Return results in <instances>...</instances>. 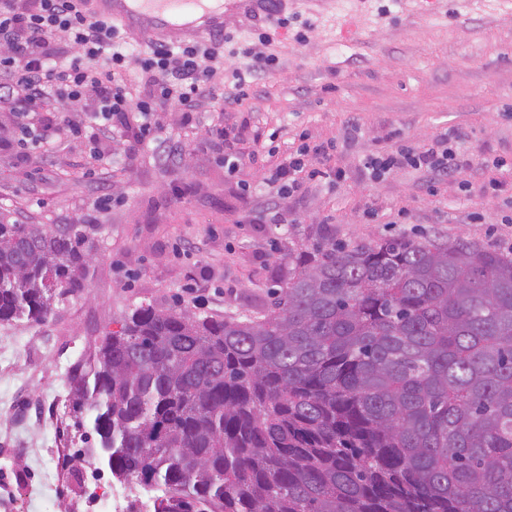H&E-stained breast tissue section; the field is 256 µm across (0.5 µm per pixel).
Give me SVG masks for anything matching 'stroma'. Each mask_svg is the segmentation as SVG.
Segmentation results:
<instances>
[{
	"mask_svg": "<svg viewBox=\"0 0 512 512\" xmlns=\"http://www.w3.org/2000/svg\"><path fill=\"white\" fill-rule=\"evenodd\" d=\"M269 42H262L260 31ZM242 28L224 20V72L246 69L249 45L272 57L246 83L243 105L203 112L239 137L237 148L264 144V160L228 173L223 152L204 128L162 112L175 154L161 160L147 147L119 144L94 173L85 166L89 139L64 138L52 156L0 151V211L22 222L95 224V260L84 290L56 305L47 324L0 323V512H81L97 465L87 436L66 411L61 426L42 423L67 399V375L80 368L102 332L133 305L224 316L266 306L274 282L288 276L297 244H370L383 238L463 237L506 252L512 246V200L484 196L487 160L512 162V17L444 14L428 21L408 0H371L351 36L334 19L298 13L287 27ZM304 41H297V32ZM362 133L349 138L352 123ZM462 134L471 158L469 189L458 180L432 184L406 168L373 181L364 158L399 145H423ZM331 147L344 179L306 184L279 199L287 221L271 223L265 182L303 141ZM113 201L104 209V193ZM204 290L189 294V287ZM99 512H150L141 487L103 473Z\"/></svg>",
	"mask_w": 512,
	"mask_h": 512,
	"instance_id": "stroma-1",
	"label": "stroma"
}]
</instances>
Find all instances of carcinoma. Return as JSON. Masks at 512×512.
<instances>
[{"label":"carcinoma","instance_id":"obj_1","mask_svg":"<svg viewBox=\"0 0 512 512\" xmlns=\"http://www.w3.org/2000/svg\"><path fill=\"white\" fill-rule=\"evenodd\" d=\"M87 224L0 212V323L86 287ZM270 305H141L68 377L87 454L153 512H512V256L300 245Z\"/></svg>","mask_w":512,"mask_h":512}]
</instances>
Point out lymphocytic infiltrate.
I'll return each instance as SVG.
<instances>
[{
    "label": "lymphocytic infiltrate",
    "mask_w": 512,
    "mask_h": 512,
    "mask_svg": "<svg viewBox=\"0 0 512 512\" xmlns=\"http://www.w3.org/2000/svg\"><path fill=\"white\" fill-rule=\"evenodd\" d=\"M223 44L220 37L208 46L150 43L133 84L120 33L108 20L80 12L75 0H0V112L14 115L17 142L27 148L50 152L60 136H87L95 144L90 160L97 164L101 144L123 139L134 128L138 143L152 144L167 159L172 147L154 115L174 107L183 124L199 121L204 100L214 98L224 80L218 61ZM33 112L42 115L36 129L27 122ZM461 141L455 132L431 145H404L369 156L364 170L372 180L405 167L460 180L471 166ZM309 155L319 159V167L307 168ZM330 159L323 145H302L282 158L267 185L277 195L292 196L312 180L337 184L342 173Z\"/></svg>",
    "instance_id": "1"
}]
</instances>
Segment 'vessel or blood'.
<instances>
[{"label":"vessel or blood","mask_w":512,"mask_h":512,"mask_svg":"<svg viewBox=\"0 0 512 512\" xmlns=\"http://www.w3.org/2000/svg\"><path fill=\"white\" fill-rule=\"evenodd\" d=\"M89 9L140 41H204L229 15L257 23L283 15L286 0H90Z\"/></svg>","instance_id":"1"}]
</instances>
